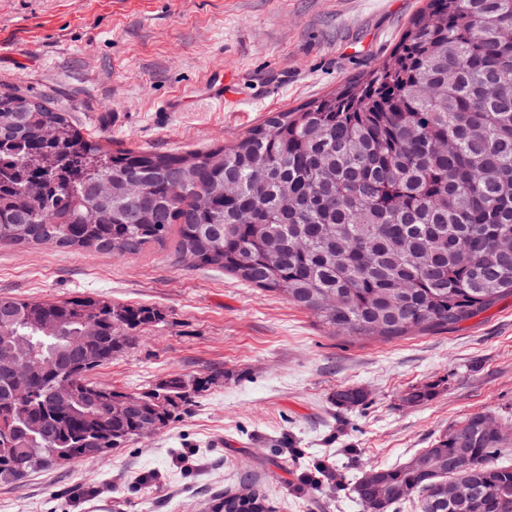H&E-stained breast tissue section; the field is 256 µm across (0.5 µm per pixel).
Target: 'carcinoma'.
Wrapping results in <instances>:
<instances>
[{"mask_svg":"<svg viewBox=\"0 0 512 512\" xmlns=\"http://www.w3.org/2000/svg\"><path fill=\"white\" fill-rule=\"evenodd\" d=\"M107 181L111 192L98 194ZM178 236L191 266L223 269L309 311L328 331L385 340L446 330L512 296V0H427L389 57L367 75L285 112L231 145L117 153L69 113L0 92V245L139 254ZM117 354L161 320L145 306L84 297H0V480L79 459L90 436L108 453L180 416L205 385L180 375L141 391H100L90 363L53 375L85 317ZM42 317L56 333L34 330ZM44 364L34 395L9 382L11 347ZM134 412L89 414L109 397ZM336 407L364 401L354 388ZM59 421L53 430L39 423ZM501 431L475 414L382 478L354 486L367 512L418 493L420 512H512V465L493 458ZM233 512H271L257 493Z\"/></svg>","mask_w":512,"mask_h":512,"instance_id":"obj_1","label":"carcinoma"}]
</instances>
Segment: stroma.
<instances>
[{
    "mask_svg": "<svg viewBox=\"0 0 512 512\" xmlns=\"http://www.w3.org/2000/svg\"><path fill=\"white\" fill-rule=\"evenodd\" d=\"M424 3L0 0V91L70 113L115 151L218 147L376 67ZM0 295L154 308L161 321L92 381L204 383L180 419L106 458L0 483V512H212L247 485L275 512H366L352 487L369 467L405 463L474 414L512 433V296L448 330L333 334L275 293L180 262L172 239L125 258L2 245ZM345 388L363 403L337 409ZM420 388L431 398L406 403ZM321 469L336 487L315 488Z\"/></svg>",
    "mask_w": 512,
    "mask_h": 512,
    "instance_id": "1",
    "label": "stroma"
}]
</instances>
